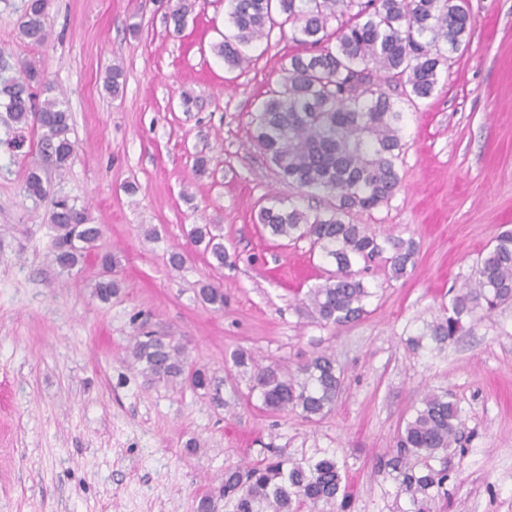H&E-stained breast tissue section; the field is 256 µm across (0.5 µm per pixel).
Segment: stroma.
<instances>
[{"mask_svg": "<svg viewBox=\"0 0 512 512\" xmlns=\"http://www.w3.org/2000/svg\"><path fill=\"white\" fill-rule=\"evenodd\" d=\"M464 3L467 43L431 97L400 102V190L348 216L415 241V264L395 279L384 260L371 262L364 314L334 328L303 306L330 263L309 239L274 238L257 222L274 198L312 216L332 204L280 180L252 137L258 104L301 45L272 35L231 71L214 50L229 31L228 0H195L179 32L168 0H48L49 38L34 47L19 35L26 0H0V77L34 62L37 99H63L72 113L70 166H42L43 178L103 229L99 256L62 272L50 204L22 190L27 169L42 165L31 133L0 122V512H196L226 469L273 448L336 457L352 492L346 512H407L388 461L423 394L445 389L463 451L448 463L438 512H512V305L453 341L408 344L512 228V0ZM115 65L123 86L112 95ZM195 224L219 225L226 265L190 240ZM173 252L184 258L177 270ZM106 253L120 292L104 302L93 288ZM206 282L223 288V310L200 302ZM143 323L223 380L224 405L144 377L128 353ZM238 348L291 370L332 354L342 378L334 409L313 421L263 410L230 361Z\"/></svg>", "mask_w": 512, "mask_h": 512, "instance_id": "obj_1", "label": "stroma"}]
</instances>
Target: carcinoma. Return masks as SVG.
<instances>
[{"mask_svg": "<svg viewBox=\"0 0 512 512\" xmlns=\"http://www.w3.org/2000/svg\"><path fill=\"white\" fill-rule=\"evenodd\" d=\"M232 33L215 46L230 68L248 58L244 48L269 39L274 30L315 52L293 55L284 68L283 82L260 102L254 117L253 138L275 174L301 188L324 191L333 198L331 209L314 217L297 207L272 205L259 211L258 221L273 237L309 238L330 259L335 270L325 283L310 289L304 302L310 317L323 325L342 326L359 319L371 295L362 279V263L385 257L392 276L401 278L414 265L411 240L369 234L345 217L354 209L370 211L388 202L400 187L397 161L404 140V112L382 85L395 83L412 101L432 95L445 51L458 49L471 18L462 0H230ZM191 4L175 0L167 19L175 31L183 29ZM337 22L330 28L331 22ZM24 41L41 46L48 39L46 0H29L20 23ZM38 77L27 63L18 78L0 79V102L17 126L33 125L37 147L45 163L63 173L74 153L71 116L65 101L46 99L36 106L30 82ZM23 193L44 200L48 189L39 166L29 168ZM50 223L58 230L55 261L71 269L92 254L102 227L90 222L85 210L66 198L51 201ZM194 243L204 245L219 265L228 255L224 242L209 224L190 230ZM104 277L96 296L108 301L120 290L112 278V255L101 257ZM472 277L476 287L462 288L450 308L412 340L425 337L443 343L456 336L468 320L491 316L512 303V230L500 232L481 257ZM202 302L224 308V291L209 283L199 288ZM130 354L155 381L182 379L196 390L211 392L224 403L220 385L206 370L186 365L184 352L168 336L139 331ZM233 365L251 366L250 391L259 392L270 412L298 410L309 420L328 414L336 402L340 376L335 359L320 353L294 372L277 363L261 365L244 350L231 354ZM460 414L452 394L429 392L398 435L390 466L400 492L409 497L410 512H432L445 491L449 474L432 462L457 451ZM351 497L346 473L333 457L297 461L279 451L267 462L230 469L198 502L199 512H216L224 500L233 512H311L319 504L333 506Z\"/></svg>", "mask_w": 512, "mask_h": 512, "instance_id": "carcinoma-1", "label": "carcinoma"}]
</instances>
